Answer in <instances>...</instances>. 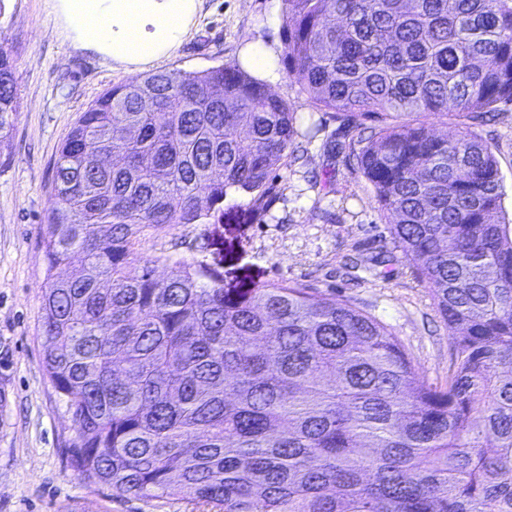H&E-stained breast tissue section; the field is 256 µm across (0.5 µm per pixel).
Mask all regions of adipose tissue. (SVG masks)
<instances>
[{
	"label": "adipose tissue",
	"instance_id": "obj_1",
	"mask_svg": "<svg viewBox=\"0 0 512 512\" xmlns=\"http://www.w3.org/2000/svg\"><path fill=\"white\" fill-rule=\"evenodd\" d=\"M196 0H69L75 29L113 59L147 63L170 48Z\"/></svg>",
	"mask_w": 512,
	"mask_h": 512
}]
</instances>
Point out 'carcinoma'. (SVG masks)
Returning a JSON list of instances; mask_svg holds the SVG:
<instances>
[{"label":"carcinoma","mask_w":512,"mask_h":512,"mask_svg":"<svg viewBox=\"0 0 512 512\" xmlns=\"http://www.w3.org/2000/svg\"><path fill=\"white\" fill-rule=\"evenodd\" d=\"M282 38L313 109L375 122L334 149L448 328V383L314 288H226L203 261L156 277L145 233L255 221L295 127L237 63L149 74L99 97L56 161L41 327L70 466L223 512H512V222L477 133L512 105V0H282ZM16 112L0 49V136Z\"/></svg>","instance_id":"cac0c4a2"}]
</instances>
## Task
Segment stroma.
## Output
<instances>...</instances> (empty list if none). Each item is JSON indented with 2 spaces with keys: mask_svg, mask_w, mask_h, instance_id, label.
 <instances>
[{
  "mask_svg": "<svg viewBox=\"0 0 512 512\" xmlns=\"http://www.w3.org/2000/svg\"><path fill=\"white\" fill-rule=\"evenodd\" d=\"M282 0H198L179 44L148 64L113 60L82 39L62 0H0V48L10 55L18 112L0 138V512H213L174 491L120 498L69 463L72 413L46 374L42 227L54 166L80 115L112 86L173 69L239 62L249 46L282 57ZM271 92L295 109L297 158L273 181L277 198L251 224H173L149 231L143 256L158 274L181 262L222 265L225 282L298 283L350 301L398 337L424 382L443 385L451 342L427 288L394 243L366 178L331 153L359 115L314 111L284 66ZM479 135L493 147L512 218V108Z\"/></svg>",
  "mask_w": 512,
  "mask_h": 512,
  "instance_id": "1",
  "label": "stroma"
}]
</instances>
